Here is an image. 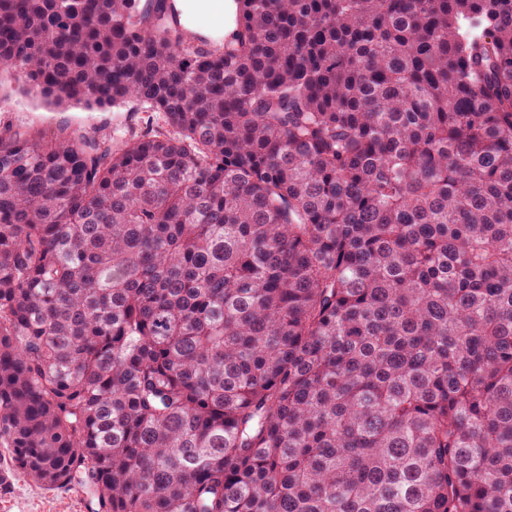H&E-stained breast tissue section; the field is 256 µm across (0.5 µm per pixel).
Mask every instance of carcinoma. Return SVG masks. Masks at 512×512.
<instances>
[{
  "instance_id": "carcinoma-1",
  "label": "carcinoma",
  "mask_w": 512,
  "mask_h": 512,
  "mask_svg": "<svg viewBox=\"0 0 512 512\" xmlns=\"http://www.w3.org/2000/svg\"><path fill=\"white\" fill-rule=\"evenodd\" d=\"M0 0V447L90 512H512V0ZM176 13L179 14L181 24L187 35L192 40H202L211 45H220L224 33L227 32L228 22L224 18L212 15L210 12L201 13L193 6L198 2L185 3L178 0H169ZM187 26H191L194 32H191ZM226 31V32H225ZM137 102L118 108L87 109L80 105L56 106L22 93L15 83L5 82L0 90V126L40 129L56 133L59 129L112 132L128 124L143 125L150 112Z\"/></svg>"
}]
</instances>
